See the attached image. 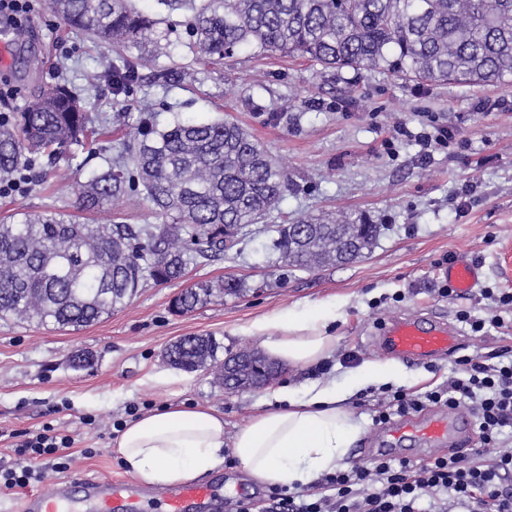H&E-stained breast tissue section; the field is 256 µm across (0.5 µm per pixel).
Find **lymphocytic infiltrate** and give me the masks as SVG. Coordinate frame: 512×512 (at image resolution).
Segmentation results:
<instances>
[{
  "mask_svg": "<svg viewBox=\"0 0 512 512\" xmlns=\"http://www.w3.org/2000/svg\"><path fill=\"white\" fill-rule=\"evenodd\" d=\"M421 124L423 130L416 134L406 124L397 125L385 142L386 151L395 153L397 143L413 138L423 155L429 156L463 142L458 131L435 115H424ZM461 364L462 376L450 377L447 384L422 395L397 389L387 406L401 414L419 409L426 401L452 408L469 406L479 421L480 447L463 456L438 457L421 465L375 458L326 476L318 497L312 499L274 490L266 512H425L422 503L426 500L442 507L453 504L455 512H512V451L491 458L484 455L485 446L494 443L505 428H512V347L502 348L497 363L474 356L462 359ZM74 443L72 436L50 424L25 433L13 445L15 465L0 467V491L41 481L44 473L38 459L51 457L57 459L59 468H67V451Z\"/></svg>",
  "mask_w": 512,
  "mask_h": 512,
  "instance_id": "lymphocytic-infiltrate-1",
  "label": "lymphocytic infiltrate"
}]
</instances>
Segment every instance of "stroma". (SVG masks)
<instances>
[{
  "label": "stroma",
  "mask_w": 512,
  "mask_h": 512,
  "mask_svg": "<svg viewBox=\"0 0 512 512\" xmlns=\"http://www.w3.org/2000/svg\"><path fill=\"white\" fill-rule=\"evenodd\" d=\"M135 3L159 18L160 47L153 69L143 70L132 93L117 97L101 73L119 57L144 54V47L91 43L60 23L47 0H33L26 24L30 40L12 46L10 66L0 67V76L16 88L15 94H0V113L22 111L33 90L64 80L84 94L93 119L111 121L112 132L72 147L68 156L40 159L24 194L0 196V218L49 204L71 206L73 183L100 167L104 157L121 152L147 110L161 127L178 117H229L248 129L288 176L289 190L272 223L345 210L369 215L382 231L366 257L302 271L279 263L269 248L268 224H254L224 255L190 266L184 282L145 283L124 308L81 330L0 318V462L14 458L12 434L49 423L75 440L68 476L125 479L129 473L115 442L127 421L174 402L198 404L223 414L229 438L267 409V390H300L332 378L351 385L358 366L380 360L372 338L384 321L436 311L459 323L461 344L451 356L401 364L399 378L355 389L349 408L362 434L336 466L362 462L363 450L378 447L389 424L400 420L396 414L385 425L376 420L388 389L425 392L446 383L462 357L491 354L506 344L494 329L472 335L458 313L468 310L487 322L512 318L482 294L486 288L512 289V112L473 109L478 101L512 96V85L420 84L378 72H329L279 53L247 51L214 65L195 59L187 47L189 10L167 9L160 0ZM176 67L194 70L192 86H168L152 76ZM424 112L462 132L465 142L457 157L437 153L422 160L419 146L407 140L387 154L382 142L394 124L417 128ZM464 196L470 207L462 215L455 201ZM459 259L478 264L479 283L466 295L442 297L448 265ZM218 278L241 280L245 294L191 313L173 312L172 301L184 283ZM320 307L332 311V358L283 370L268 388L229 392L216 383L212 370L187 372L164 360L166 347L183 336L213 337L219 363L238 352L260 351L261 335L243 331L248 323L288 309ZM82 352L94 354L92 366L75 365ZM88 417L95 427L85 425ZM206 479L222 482L227 503L258 502L270 492L244 473L229 450Z\"/></svg>",
  "instance_id": "35a3bbf8"
}]
</instances>
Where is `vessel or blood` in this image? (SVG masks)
Segmentation results:
<instances>
[{
    "mask_svg": "<svg viewBox=\"0 0 512 512\" xmlns=\"http://www.w3.org/2000/svg\"><path fill=\"white\" fill-rule=\"evenodd\" d=\"M448 282L459 293H467L478 282L473 265L458 261L448 268ZM461 332L438 318L408 317L392 323L384 331L385 349L414 364L452 353ZM469 423L457 411L430 415L397 425L389 434L384 451L402 455L405 448H469ZM148 494L139 483L108 476H85L57 482L51 494L28 495L24 512H148ZM221 500L217 487L203 484L178 486L165 497V512H211Z\"/></svg>",
    "mask_w": 512,
    "mask_h": 512,
    "instance_id": "b4317fda",
    "label": "vessel or blood"
}]
</instances>
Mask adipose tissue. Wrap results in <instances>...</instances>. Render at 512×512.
I'll list each match as a JSON object with an SVG mask.
<instances>
[{
  "mask_svg": "<svg viewBox=\"0 0 512 512\" xmlns=\"http://www.w3.org/2000/svg\"><path fill=\"white\" fill-rule=\"evenodd\" d=\"M264 333L262 347L274 362L303 368L330 357L336 339L320 311L291 310L251 322ZM351 391L317 382L304 392L276 389V408L260 412L224 437V419L205 406L170 404L127 422L116 446L124 465L152 486L192 481L213 471L232 448L249 476L260 484H307L333 470L361 435L346 401Z\"/></svg>",
  "mask_w": 512,
  "mask_h": 512,
  "instance_id": "adipose-tissue-1",
  "label": "adipose tissue"
}]
</instances>
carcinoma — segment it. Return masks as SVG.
Here are the masks:
<instances>
[{
    "mask_svg": "<svg viewBox=\"0 0 512 512\" xmlns=\"http://www.w3.org/2000/svg\"><path fill=\"white\" fill-rule=\"evenodd\" d=\"M72 30L96 42L142 44L158 21L133 0H49ZM190 49L218 64L238 52L288 54L325 69L389 73L418 82L512 83V0H205L187 22ZM152 57L119 58L104 72L127 94ZM133 142L75 186V209L101 213L129 193L143 196L159 224L83 222L60 211L13 213L0 223V315L75 330L112 315L148 281L183 279L190 265L220 255L224 229L238 237L265 221L288 192L276 160L239 123L175 119L158 129L142 117ZM98 134L85 99L65 83L40 88L23 112L0 124V182L54 160ZM271 249L297 270L363 258L379 225L344 212L272 224ZM234 278L200 280L173 307L191 312L239 296ZM210 337L184 336L169 361L187 371L215 360ZM256 359L235 381L261 374Z\"/></svg>",
    "mask_w": 512,
    "mask_h": 512,
    "instance_id": "1",
    "label": "carcinoma"
}]
</instances>
